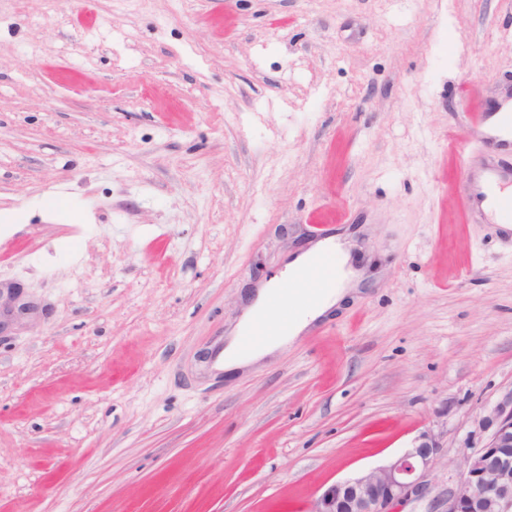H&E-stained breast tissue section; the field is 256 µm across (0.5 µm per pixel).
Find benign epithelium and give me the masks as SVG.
Here are the masks:
<instances>
[{
  "label": "benign epithelium",
  "instance_id": "benign-epithelium-1",
  "mask_svg": "<svg viewBox=\"0 0 512 512\" xmlns=\"http://www.w3.org/2000/svg\"><path fill=\"white\" fill-rule=\"evenodd\" d=\"M1 288L10 289L3 303L7 319L25 317L31 306L20 285L0 282ZM482 421L493 431L484 446L462 449L463 467L441 502V512H512V399ZM438 451L435 438L424 432L413 447L386 463L321 487L307 512H406L426 496Z\"/></svg>",
  "mask_w": 512,
  "mask_h": 512
}]
</instances>
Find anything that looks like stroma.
Returning a JSON list of instances; mask_svg holds the SVG:
<instances>
[{
  "mask_svg": "<svg viewBox=\"0 0 512 512\" xmlns=\"http://www.w3.org/2000/svg\"><path fill=\"white\" fill-rule=\"evenodd\" d=\"M512 0H0V512H306L512 395V248L462 186ZM349 301L254 370L201 360L305 238ZM1 288L12 289L8 292L7 297L3 303V311L6 313V317L9 320H20L25 317L31 310V306L28 302H25L22 298L21 287L18 283L0 281V333L2 320V303H1Z\"/></svg>",
  "mask_w": 512,
  "mask_h": 512,
  "instance_id": "obj_1",
  "label": "stroma"
}]
</instances>
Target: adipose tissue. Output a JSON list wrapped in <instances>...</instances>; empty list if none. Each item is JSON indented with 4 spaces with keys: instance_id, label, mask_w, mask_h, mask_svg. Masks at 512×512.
<instances>
[{
    "instance_id": "1",
    "label": "adipose tissue",
    "mask_w": 512,
    "mask_h": 512,
    "mask_svg": "<svg viewBox=\"0 0 512 512\" xmlns=\"http://www.w3.org/2000/svg\"><path fill=\"white\" fill-rule=\"evenodd\" d=\"M336 248L341 255V270L335 287L327 289L313 304L297 303L296 293L290 285L294 279L293 269L286 270L283 277L270 281L267 288L261 289L248 311L242 317L235 337H232L224 350L222 366L225 372H233L257 362L266 355L295 340L309 324L337 305L346 295L348 286L358 277L357 270L351 264V244L345 239H337ZM283 298L291 305L293 313L287 331L273 332L250 351H242L240 337L246 334L257 321L266 319L275 298Z\"/></svg>"
}]
</instances>
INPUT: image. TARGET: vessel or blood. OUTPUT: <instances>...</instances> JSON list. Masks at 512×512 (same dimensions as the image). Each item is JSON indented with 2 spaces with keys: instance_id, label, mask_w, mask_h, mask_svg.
Instances as JSON below:
<instances>
[{
  "instance_id": "b4317fda",
  "label": "vessel or blood",
  "mask_w": 512,
  "mask_h": 512,
  "mask_svg": "<svg viewBox=\"0 0 512 512\" xmlns=\"http://www.w3.org/2000/svg\"><path fill=\"white\" fill-rule=\"evenodd\" d=\"M466 204L493 223L511 224L512 172L492 165L472 177ZM339 267L340 259L335 248L326 247L297 271L296 285L306 299L315 300L322 291L335 284Z\"/></svg>"
}]
</instances>
